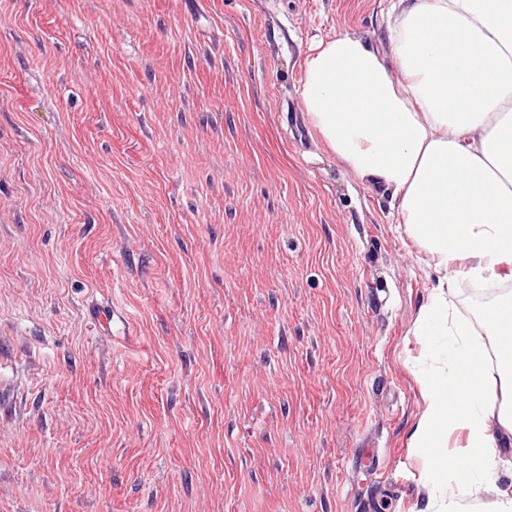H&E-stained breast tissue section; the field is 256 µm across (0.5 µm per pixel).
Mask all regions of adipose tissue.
<instances>
[{
  "mask_svg": "<svg viewBox=\"0 0 512 512\" xmlns=\"http://www.w3.org/2000/svg\"><path fill=\"white\" fill-rule=\"evenodd\" d=\"M388 44L339 32L303 64L306 115L362 184L389 196L434 283L416 333L443 347L425 378L412 439L456 488L496 485L493 450L512 444V296L479 315L475 339L455 291L512 281V0H394ZM498 369L487 373L488 350Z\"/></svg>",
  "mask_w": 512,
  "mask_h": 512,
  "instance_id": "obj_1",
  "label": "adipose tissue"
}]
</instances>
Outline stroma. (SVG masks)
Segmentation results:
<instances>
[{
  "instance_id": "1",
  "label": "stroma",
  "mask_w": 512,
  "mask_h": 512,
  "mask_svg": "<svg viewBox=\"0 0 512 512\" xmlns=\"http://www.w3.org/2000/svg\"><path fill=\"white\" fill-rule=\"evenodd\" d=\"M389 8L0 0V512H468L410 440L427 258L302 103Z\"/></svg>"
}]
</instances>
